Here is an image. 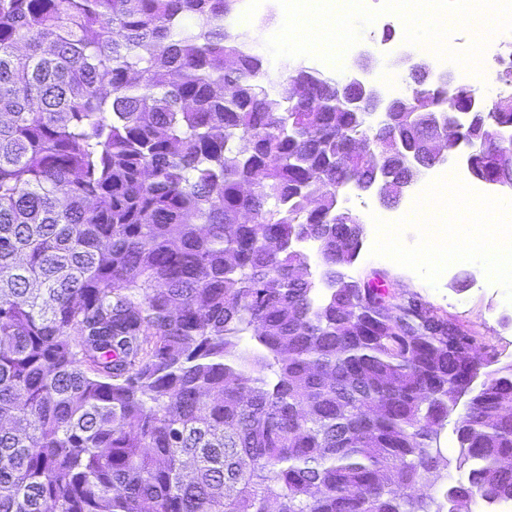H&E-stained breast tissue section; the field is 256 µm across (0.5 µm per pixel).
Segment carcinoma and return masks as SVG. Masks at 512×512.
Segmentation results:
<instances>
[{
    "label": "carcinoma",
    "mask_w": 512,
    "mask_h": 512,
    "mask_svg": "<svg viewBox=\"0 0 512 512\" xmlns=\"http://www.w3.org/2000/svg\"><path fill=\"white\" fill-rule=\"evenodd\" d=\"M232 0H0V512H455L512 505V362L386 272L353 275L351 156L423 111L274 82ZM494 120L448 136L507 147ZM423 167L388 171L385 203ZM472 176L495 178L485 151ZM466 483L411 489L448 469ZM466 401L467 397H464L453 410L449 411L448 422L440 433V447L443 449L444 454L448 456V459H450L451 464L448 467V471H442V476L436 487L443 486V488L446 489L447 486L450 487L451 485L465 480L466 476L464 469L460 470L457 468V457L459 455L460 448L454 428L456 421L464 412Z\"/></svg>",
    "instance_id": "cac0c4a2"
}]
</instances>
